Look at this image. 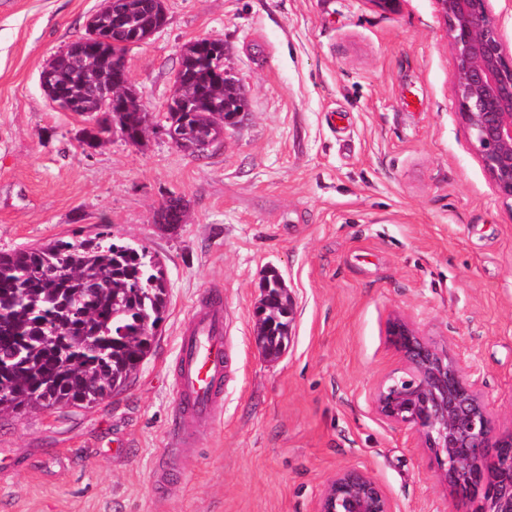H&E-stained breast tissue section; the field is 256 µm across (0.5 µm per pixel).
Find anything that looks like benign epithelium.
Wrapping results in <instances>:
<instances>
[{
	"mask_svg": "<svg viewBox=\"0 0 512 512\" xmlns=\"http://www.w3.org/2000/svg\"><path fill=\"white\" fill-rule=\"evenodd\" d=\"M454 54L457 117L495 193L512 199V51L490 0H435ZM386 336L405 363L380 381L371 409L383 424L408 431L434 455L456 512H512V421L500 422L480 375L445 346L395 315ZM265 359L272 349L257 335ZM315 512H395L379 482L348 468L324 486Z\"/></svg>",
	"mask_w": 512,
	"mask_h": 512,
	"instance_id": "1",
	"label": "benign epithelium"
}]
</instances>
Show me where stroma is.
Here are the masks:
<instances>
[{"instance_id":"obj_1","label":"stroma","mask_w":512,"mask_h":512,"mask_svg":"<svg viewBox=\"0 0 512 512\" xmlns=\"http://www.w3.org/2000/svg\"><path fill=\"white\" fill-rule=\"evenodd\" d=\"M102 0L0 7V252L101 234L162 264L169 303L152 353L89 408L0 413V512H314L339 469L368 470L396 512H452L432 454L380 423L370 394L403 362L401 315L449 342L512 419V203L457 119L452 49L434 0H165L167 23L127 54L153 125L95 149L39 74ZM224 40L248 112L197 158L162 125L182 46ZM182 223L159 224L169 197ZM294 303L267 361L254 311L268 268ZM224 295L223 418L163 495L176 343L207 290Z\"/></svg>"}]
</instances>
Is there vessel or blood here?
<instances>
[{"mask_svg": "<svg viewBox=\"0 0 512 512\" xmlns=\"http://www.w3.org/2000/svg\"><path fill=\"white\" fill-rule=\"evenodd\" d=\"M224 338L223 301L201 295L178 342L172 421L167 446L152 472L155 490H163L173 480L181 459L193 453L200 431L215 423L224 404L228 368Z\"/></svg>", "mask_w": 512, "mask_h": 512, "instance_id": "vessel-or-blood-1", "label": "vessel or blood"}]
</instances>
